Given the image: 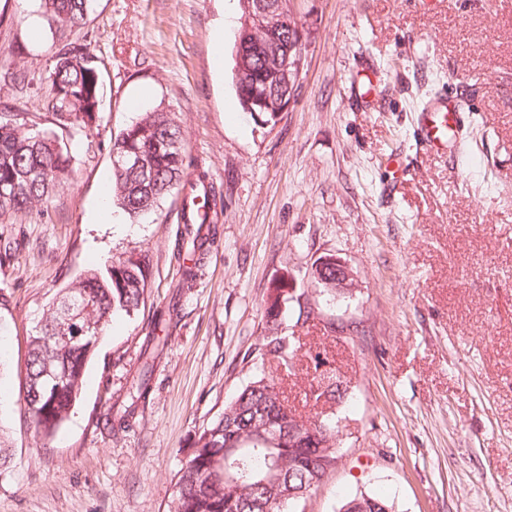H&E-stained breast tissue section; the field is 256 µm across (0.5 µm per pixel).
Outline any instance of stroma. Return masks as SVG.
<instances>
[{
	"mask_svg": "<svg viewBox=\"0 0 512 512\" xmlns=\"http://www.w3.org/2000/svg\"><path fill=\"white\" fill-rule=\"evenodd\" d=\"M294 3L307 63L288 109L264 125L233 84L239 0H93L77 35L101 69V125L74 132L62 190L0 218V431L14 453L0 512H169L196 432L255 376L267 289L284 272L310 288L326 254L353 285L313 297L351 332L314 329L303 342L347 381L346 427L339 465L296 512H338L359 490L395 512H512V0ZM38 17V0H0V69L31 76L21 89L0 83V110L46 128L56 37L33 41ZM361 70L377 75L371 112L351 88ZM460 75L466 137L454 158L423 155L416 114ZM159 106L223 198L189 288L176 254L181 191L119 228L91 218L112 137ZM392 153L408 170L398 195L386 188ZM127 260L147 271L139 311L101 336L59 432L36 433L21 400L28 336L62 288ZM171 304L177 323L154 328ZM152 331L164 349L149 394L129 429L111 431L105 417L129 404Z\"/></svg>",
	"mask_w": 512,
	"mask_h": 512,
	"instance_id": "35a3bbf8",
	"label": "stroma"
}]
</instances>
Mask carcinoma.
<instances>
[{"instance_id": "obj_1", "label": "carcinoma", "mask_w": 512, "mask_h": 512, "mask_svg": "<svg viewBox=\"0 0 512 512\" xmlns=\"http://www.w3.org/2000/svg\"><path fill=\"white\" fill-rule=\"evenodd\" d=\"M91 0H39V12L49 29L75 32L84 25ZM284 27L277 35H264L249 46L242 69L241 88L249 92L280 94L278 78L267 64L291 40ZM53 64L49 69L47 111L53 128L28 125L21 112H0V216L28 212L62 187L73 173L71 149L57 131L72 128L91 130L100 126L101 75L87 44L60 36L51 46ZM115 160L143 157L151 168L145 177L125 165L112 166V200L135 218L152 211L170 192L180 186L206 188L202 207L216 209V189L208 173L193 166L187 155L180 125L174 114L160 108L132 122L112 139ZM191 224L183 240V282L190 288L195 269L214 243L217 222L207 221L196 207L189 210ZM146 287L144 271L132 261L119 262L102 273L88 270L71 286L61 290L52 303L40 331L29 337L25 362L23 402L36 431L51 436L78 402L86 368L107 325L118 313L138 310ZM306 290L285 284L267 289L263 318L267 333L254 349L255 359L273 362L293 373L302 349L292 336L282 333L288 318L308 330L323 327L334 333V323L326 322L304 308L299 297ZM78 301L98 325V334L69 345L47 340L56 322L68 311L67 304ZM156 338L148 339L146 359L139 373L132 402L109 413L106 422L114 430L130 425L139 401L146 400L155 359L159 356ZM331 382L312 379L304 391L313 416L304 417L279 399L276 376L259 366L255 379L224 405V412L195 435L185 463L176 474L175 491L169 512H295V498L283 495L280 483L268 479L272 469L290 478L291 485L310 491L336 468L342 458L338 446L341 417L336 408L344 402L348 384L329 371ZM265 426L279 434L278 448L270 451L253 443L255 430ZM233 448L229 461L221 452ZM368 506V512H393V504L381 496L357 493L342 506L344 512Z\"/></svg>"}]
</instances>
